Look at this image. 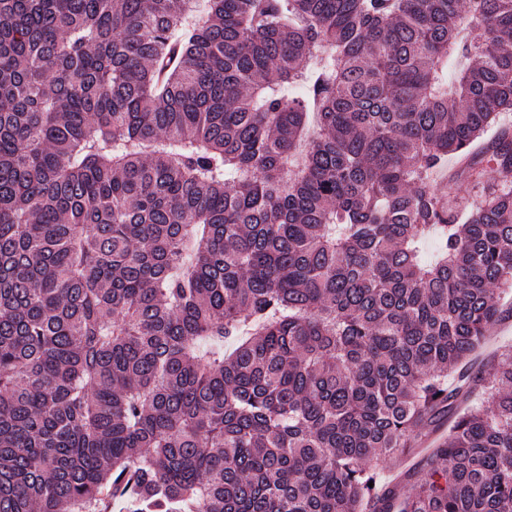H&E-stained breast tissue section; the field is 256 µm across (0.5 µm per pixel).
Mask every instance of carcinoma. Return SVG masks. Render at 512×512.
<instances>
[{
	"instance_id": "obj_1",
	"label": "carcinoma",
	"mask_w": 512,
	"mask_h": 512,
	"mask_svg": "<svg viewBox=\"0 0 512 512\" xmlns=\"http://www.w3.org/2000/svg\"><path fill=\"white\" fill-rule=\"evenodd\" d=\"M505 112L512 0H0V512H512ZM512 346V320L495 325L489 332L488 340L479 352L477 360L497 364L498 351L504 346Z\"/></svg>"
}]
</instances>
